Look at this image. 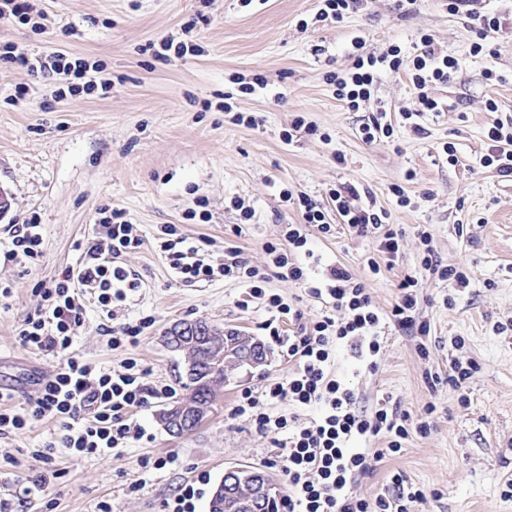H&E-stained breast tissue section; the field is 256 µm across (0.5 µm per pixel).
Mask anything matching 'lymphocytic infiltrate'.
Returning <instances> with one entry per match:
<instances>
[{"label":"lymphocytic infiltrate","instance_id":"1","mask_svg":"<svg viewBox=\"0 0 512 512\" xmlns=\"http://www.w3.org/2000/svg\"><path fill=\"white\" fill-rule=\"evenodd\" d=\"M480 2L448 0L447 7L449 13L463 15L474 33L471 54L493 58L503 22L500 15L484 12ZM352 46L350 68L327 76L337 100L348 111H359L371 99L380 72L407 70L416 100L414 109L403 112L402 118L414 135H424L426 129L418 118L424 112L444 111L445 105L434 89L448 83L458 68L457 59L436 52L427 34L420 36L409 60L398 47L377 56L363 53L360 39H353ZM0 62L47 76H64L65 87L73 95L97 90L106 93L112 88L111 80L97 82L90 77L86 60L64 53L36 63L25 50L8 44L0 50ZM486 109L493 112L494 119L488 129L491 147L482 164L512 179V124L499 119L504 106L497 99H487ZM327 196L350 233L375 236L376 253L367 259L371 273L379 272L381 261L398 259L399 233L389 228L385 212L360 205L361 193L354 184H337L328 189ZM298 203L301 223L282 225L278 242L266 243L268 263L263 270L252 266L235 247L229 248L227 262L215 266L197 259L196 247L186 245L173 224L161 225L158 242L181 281H210L218 275L234 279L242 289V306L257 302L268 314L265 328L287 358L288 374L261 391H243L232 412L246 417L278 449L274 464L281 469L287 486L279 512H415L427 495L402 474H393V492L388 497L362 498L353 494L352 487L371 475L385 457L400 452L411 432L426 433L435 407L427 405L412 424L407 415L399 413L391 396L384 394L366 411L359 405L353 383L377 373V356L387 328L428 335L429 326L414 319L419 280L415 273H406L399 284L397 303L391 311L379 309L364 282L347 266L323 262L310 248L312 232L328 237L334 230L321 203L305 195L299 196ZM100 213L99 233L82 244L78 265L37 283L38 307L19 333L23 347L52 354L57 365L39 378L37 396L26 402H19L15 389L0 387L1 436L30 428L45 418L60 424L58 443L49 442L31 451L40 469L24 489L28 495L44 491L60 478L55 447L69 449L76 460L111 456L115 449L144 438V429L133 419L135 411L172 392L171 386L148 383L146 369L135 358L102 369L73 346L89 301L111 321L104 332L112 349L138 345L154 324L149 316L132 322L118 319L129 293L140 286L138 275L119 260L141 248L143 240L122 210L104 206ZM273 276L302 285L308 297L322 304V315L304 321L300 309L268 291L267 283ZM283 321L296 325L295 335H281L279 324ZM340 346L356 361L348 379L334 372ZM299 407L317 409V418L300 421L295 413ZM381 433L388 439L386 447L366 449L365 441Z\"/></svg>","mask_w":512,"mask_h":512}]
</instances>
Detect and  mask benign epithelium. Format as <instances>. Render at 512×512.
<instances>
[{
    "instance_id": "1",
    "label": "benign epithelium",
    "mask_w": 512,
    "mask_h": 512,
    "mask_svg": "<svg viewBox=\"0 0 512 512\" xmlns=\"http://www.w3.org/2000/svg\"><path fill=\"white\" fill-rule=\"evenodd\" d=\"M199 326V320H185L173 324L164 336L166 346L182 353L186 369L196 371L197 350L203 346L223 362L224 381L228 382L251 369L268 364L269 357L263 343L255 336L236 329L215 331L206 328L203 343L195 341L191 332ZM164 427L173 435L188 432V409L164 407L158 412ZM280 492L276 479L265 471L248 466L232 467L224 472L209 503V512H260L269 497Z\"/></svg>"
}]
</instances>
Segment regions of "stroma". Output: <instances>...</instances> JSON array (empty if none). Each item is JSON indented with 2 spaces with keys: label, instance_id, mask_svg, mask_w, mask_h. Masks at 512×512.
I'll return each mask as SVG.
<instances>
[{
  "label": "stroma",
  "instance_id": "35a3bbf8",
  "mask_svg": "<svg viewBox=\"0 0 512 512\" xmlns=\"http://www.w3.org/2000/svg\"><path fill=\"white\" fill-rule=\"evenodd\" d=\"M41 29L0 20V46L12 42L40 57L63 52L85 58L114 79L109 93L53 97L54 81L21 67L0 65V188L9 208L0 213V284L10 287L0 300V384L17 387L23 396L36 392L38 377L56 360L24 348L19 330L38 306L36 282L55 278L76 266L77 243L97 231L98 210L123 209L144 244L123 256L142 286L123 304L119 317L153 316L155 323L139 345L114 350L101 331L99 307L87 303L85 321L74 346L102 368L136 358L149 381L171 385L183 397L182 356L169 350L163 335L173 323L202 319L266 339L267 314L258 304L240 306L236 281L216 278L185 283L176 278L155 241L162 224H174L181 236L199 246L202 256L219 261L228 247L240 248L253 265L264 266V246L276 241L280 225L296 224L295 205L280 190L321 200L332 186L350 182L367 191L390 223L404 230L393 267L369 274L361 263L373 252L372 238L340 228L333 205L327 219L338 231L313 233V250L329 263L340 262L366 279L377 307L390 309L407 271L419 266L418 230L446 265L465 266L467 287L458 288L424 276L417 313L431 326L427 338L388 328L378 355L379 372L360 384L362 407L386 393L411 415L427 404L437 411L427 434L410 433L400 453L384 458L374 473L356 482L358 496L384 493L394 473L430 491L422 512H512L504 496L512 481V181L482 167L493 119L488 98L512 107V32L497 41V82L484 77L486 60L472 56L474 34L464 17L450 15L444 0H422L402 17L393 0H371L368 8L347 15L341 24L316 21L317 0H31ZM203 14L200 32H183L194 14ZM432 35L439 50L457 58L459 68L435 94L448 108L421 120L419 137L402 127L401 114L414 95L405 72L384 71L377 81L394 139L367 144L358 127L363 113L343 108L326 79L347 69L351 41L377 54L400 46L413 55L420 35ZM174 39L201 45L198 53L155 58L150 44ZM263 77L265 87L238 91L236 77ZM25 89L17 97V89ZM51 108H44V99ZM260 115L253 128L233 123L224 112ZM316 125L317 134L298 131L292 142L282 133L295 119ZM454 143L459 162L449 165L442 150ZM403 187L412 206L400 207L392 185ZM255 210L250 224L239 223L234 200ZM208 221H201V214ZM37 220L42 255L30 267L7 260L9 229ZM240 224V223H239ZM465 339L454 352V337ZM428 356H421L419 344ZM268 366L242 374L221 387L213 409L192 433L175 437L156 418V407L139 410L135 419L145 437L112 456L74 461L69 451H55L63 471L47 490L23 498L22 490L39 469L31 451L58 438L56 423L43 420L33 428L0 437V499L15 512H96L109 502L112 512H161L165 500L182 485L207 473L205 495L197 512H208V496L226 468H269L276 449L232 408L243 389L282 380L288 363L277 347L269 349ZM473 362L465 390L443 383L430 386L426 372L447 374L451 357ZM468 403H461V396ZM177 464H168L170 456ZM165 461L160 470H144L141 460ZM139 491H132V484Z\"/></svg>",
  "mask_w": 512,
  "mask_h": 512
}]
</instances>
